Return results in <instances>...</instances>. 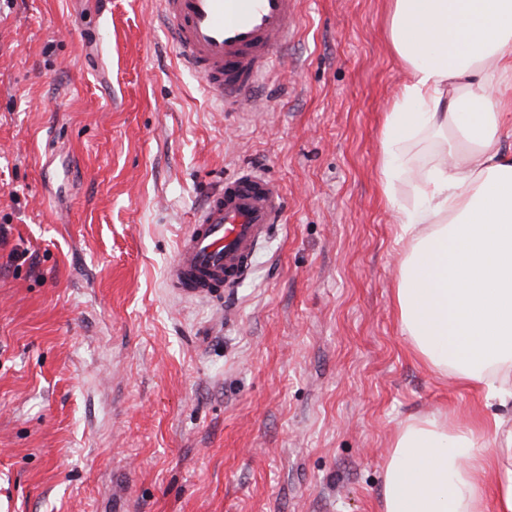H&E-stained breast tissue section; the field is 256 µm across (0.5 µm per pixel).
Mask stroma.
<instances>
[{"mask_svg": "<svg viewBox=\"0 0 512 512\" xmlns=\"http://www.w3.org/2000/svg\"><path fill=\"white\" fill-rule=\"evenodd\" d=\"M390 0H304L257 110L180 63L156 0H0V512H377L397 427L476 421L391 303ZM286 206L223 304L168 286L240 167Z\"/></svg>", "mask_w": 512, "mask_h": 512, "instance_id": "35a3bbf8", "label": "stroma"}]
</instances>
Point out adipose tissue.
Segmentation results:
<instances>
[{
    "label": "adipose tissue",
    "mask_w": 512,
    "mask_h": 512,
    "mask_svg": "<svg viewBox=\"0 0 512 512\" xmlns=\"http://www.w3.org/2000/svg\"><path fill=\"white\" fill-rule=\"evenodd\" d=\"M392 52L410 78L380 133L387 200L408 252L392 293L417 358L486 400L512 403V0H392ZM441 135L427 166L411 148ZM499 479L482 482L485 469ZM379 512H512V428L492 414L466 427L438 415L401 425Z\"/></svg>",
    "instance_id": "ef3b65f1"
}]
</instances>
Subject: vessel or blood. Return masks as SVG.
I'll return each mask as SVG.
<instances>
[{"label": "vessel or blood", "instance_id": "b4317fda", "mask_svg": "<svg viewBox=\"0 0 512 512\" xmlns=\"http://www.w3.org/2000/svg\"><path fill=\"white\" fill-rule=\"evenodd\" d=\"M179 60L211 95L233 107L251 95L276 52L296 32L301 0H161ZM284 207L280 186L240 170L211 195L178 243L168 283L188 299L220 301L251 261Z\"/></svg>", "mask_w": 512, "mask_h": 512}]
</instances>
